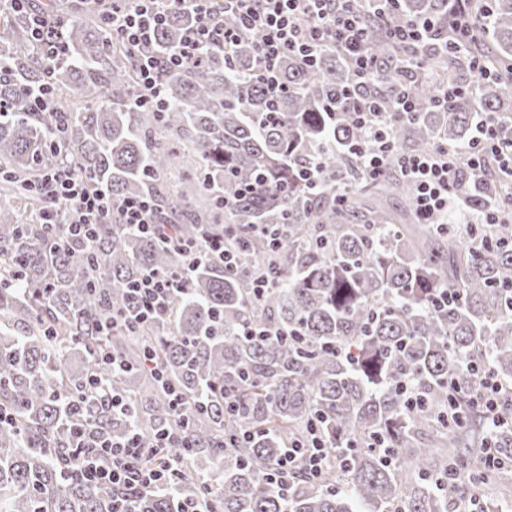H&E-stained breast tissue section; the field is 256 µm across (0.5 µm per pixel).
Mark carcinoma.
Instances as JSON below:
<instances>
[{"label": "carcinoma", "instance_id": "carcinoma-1", "mask_svg": "<svg viewBox=\"0 0 512 512\" xmlns=\"http://www.w3.org/2000/svg\"><path fill=\"white\" fill-rule=\"evenodd\" d=\"M450 7L399 0L394 16L437 23L402 46L368 22L386 68L361 92L386 105L407 90L415 101L416 118L391 126L400 153L443 143L466 155L479 112L512 137V0H490L485 20L476 0L460 27ZM54 23L67 53L59 65L38 58L26 15L10 12L0 35V409L13 416L0 426V512H115L112 489L80 476L82 428L114 440L167 433L181 454L173 484L129 497L128 512L186 502L199 512H457L470 484H512V469L484 459L490 446L512 458V428L490 431L473 401L489 369L508 382L501 408L512 413V222L467 233L420 224L411 185L393 172L368 185L379 199L398 197L406 222L370 203L357 169L363 132L349 111H325L352 82L331 45L310 67L282 57L273 123L251 33L228 53L210 46L162 69L159 111L135 104L140 53L112 40L100 14L65 9ZM194 23L167 14L153 53L164 56ZM415 49L433 79L408 67ZM475 59L493 75L478 76ZM44 83L46 110L30 96ZM446 84L473 94L438 107ZM185 156L195 202L160 188ZM316 165L311 185L299 173ZM51 166L75 169L115 205L151 201L181 243L220 241L238 267L214 255L161 314L137 323L128 284L178 269V244L115 219L90 241L64 224L20 223L11 200L39 210ZM462 189L481 208L506 186L487 175ZM258 274L273 281L260 300ZM443 289L448 299L433 301ZM247 324L287 338L255 343ZM94 381L105 393L90 401ZM312 432L337 464L319 478L297 470L279 492L278 461Z\"/></svg>", "mask_w": 512, "mask_h": 512}]
</instances>
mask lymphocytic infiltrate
Segmentation results:
<instances>
[{
    "instance_id": "obj_1",
    "label": "lymphocytic infiltrate",
    "mask_w": 512,
    "mask_h": 512,
    "mask_svg": "<svg viewBox=\"0 0 512 512\" xmlns=\"http://www.w3.org/2000/svg\"><path fill=\"white\" fill-rule=\"evenodd\" d=\"M125 11H112L106 26L113 38L141 49L140 81L153 98H161L158 73L197 56L202 48L215 40L232 47L239 31L257 37V61L270 103H277L282 91L278 70L281 57L293 53L302 63L313 65L317 50L326 44L335 45L350 61L356 83L366 85L376 80L382 68L377 57L366 46V19L359 0H224L239 18L238 29L220 28L213 15L212 0H129ZM188 11L195 16L179 47L157 58L148 50L157 28L163 24L167 10ZM346 104L358 127L366 134L368 144L360 156L366 177L374 179L389 170H398L415 189L414 211L422 224H440L448 217L449 202L462 201L460 192L462 167L484 172L487 158H494L497 172L512 180V140L503 141L499 123L493 114H485L478 123L477 134L467 164H460L456 152L440 145L422 154H398L393 148L390 126L393 120H409L414 116L410 96L401 97L394 110L373 107L365 99L344 93ZM48 192L39 220L44 224H64L76 238L90 237L98 224L111 221L127 225L143 234L164 238L165 233L153 217L149 200L127 199L112 205L103 191L87 189L82 176L74 171H47L43 181ZM185 286L183 273L169 277L145 273L130 286L140 304L141 321L150 320L163 308L168 295ZM77 443L87 444L82 474L93 485L112 487L116 506H123L121 490L131 488L148 492L167 485L174 472L175 458L157 457V449L167 447V435L157 436L146 444L139 436L115 442L101 436L87 439L77 433ZM304 462L311 477H320L329 463L319 446L297 444L289 449L277 467L275 483L286 489L289 474L297 462Z\"/></svg>"
}]
</instances>
